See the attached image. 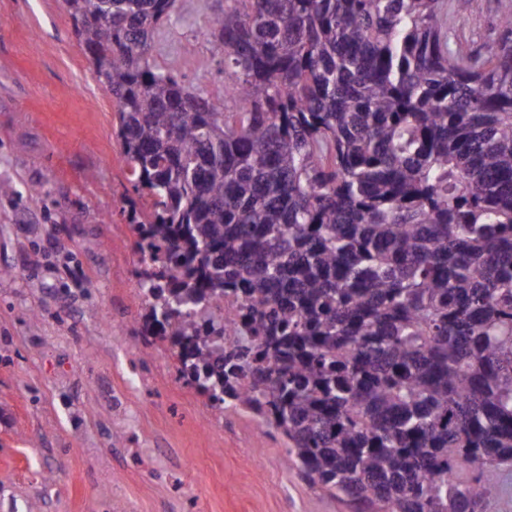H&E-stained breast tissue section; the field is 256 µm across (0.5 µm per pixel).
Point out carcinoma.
Segmentation results:
<instances>
[{"label": "carcinoma", "mask_w": 512, "mask_h": 512, "mask_svg": "<svg viewBox=\"0 0 512 512\" xmlns=\"http://www.w3.org/2000/svg\"><path fill=\"white\" fill-rule=\"evenodd\" d=\"M65 0L112 93L142 335L356 512H490L512 463V0H224L226 112L151 58L182 0ZM231 298L243 334L224 346ZM501 14V0H472L458 38L472 49L480 50L483 43L497 31Z\"/></svg>", "instance_id": "cac0c4a2"}]
</instances>
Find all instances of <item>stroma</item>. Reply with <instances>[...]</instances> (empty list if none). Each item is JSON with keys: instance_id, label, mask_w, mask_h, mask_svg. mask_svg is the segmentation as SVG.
Wrapping results in <instances>:
<instances>
[{"instance_id": "obj_1", "label": "stroma", "mask_w": 512, "mask_h": 512, "mask_svg": "<svg viewBox=\"0 0 512 512\" xmlns=\"http://www.w3.org/2000/svg\"><path fill=\"white\" fill-rule=\"evenodd\" d=\"M214 2L184 0L153 56L229 110ZM500 14L472 0L459 39L481 49ZM0 181V512H352L141 335L116 104L63 0H0Z\"/></svg>"}]
</instances>
